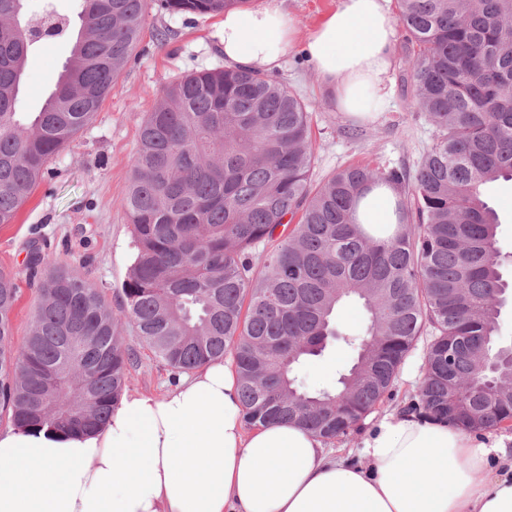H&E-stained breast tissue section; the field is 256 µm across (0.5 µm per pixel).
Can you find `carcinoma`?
Returning <instances> with one entry per match:
<instances>
[{
  "instance_id": "obj_1",
  "label": "carcinoma",
  "mask_w": 512,
  "mask_h": 512,
  "mask_svg": "<svg viewBox=\"0 0 512 512\" xmlns=\"http://www.w3.org/2000/svg\"><path fill=\"white\" fill-rule=\"evenodd\" d=\"M169 13L220 14L248 0H157ZM407 36L409 106L435 137L414 176L344 168L312 185L304 102L243 68L168 85L140 128L125 199L136 254L120 312L172 371L232 358L250 428L293 421L327 443L383 401L424 328L420 404L466 430L512 419V345L494 325L512 299L498 215L483 187L512 180V0H397ZM149 0H82L63 71L39 112L15 111L28 58L24 0H0V224L14 221L50 160L98 111L122 72ZM396 189L398 223H356L362 192ZM261 253V265L253 261ZM23 346L18 300L0 269V420L90 431L120 403L135 351L101 294L65 267L37 285ZM346 299L363 336L336 321ZM342 339L356 358L336 390L292 376ZM494 366L475 375L481 364Z\"/></svg>"
}]
</instances>
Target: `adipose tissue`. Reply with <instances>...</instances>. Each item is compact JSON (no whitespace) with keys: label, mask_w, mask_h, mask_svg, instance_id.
I'll return each mask as SVG.
<instances>
[{"label":"adipose tissue","mask_w":512,"mask_h":512,"mask_svg":"<svg viewBox=\"0 0 512 512\" xmlns=\"http://www.w3.org/2000/svg\"><path fill=\"white\" fill-rule=\"evenodd\" d=\"M297 28L282 0L225 11L229 67L279 69ZM398 37L393 0H340L310 33L308 63L338 111L378 112ZM395 195L357 221L381 234ZM0 512H512V435L469 432L400 407L355 457L288 422L247 429L233 367L210 362L164 396L124 395L101 429L0 430Z\"/></svg>","instance_id":"ef3b65f1"}]
</instances>
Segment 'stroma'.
Masks as SVG:
<instances>
[{"mask_svg": "<svg viewBox=\"0 0 512 512\" xmlns=\"http://www.w3.org/2000/svg\"><path fill=\"white\" fill-rule=\"evenodd\" d=\"M339 0H285L297 24L296 40L288 50L277 80L299 95L311 114L314 144L313 183H321L351 165L375 169L416 170L433 142V128L422 113L409 107L407 44L398 38L389 75L388 95L381 112L370 121V135L346 136L353 121L332 104L322 80L308 64V35ZM221 15L169 14L151 9L142 37L124 70L90 122L49 162L29 199L10 224H0V268L13 272L20 289L12 314L14 346H22L37 304V293L26 266L29 245H38L44 267L67 265L76 270L118 308L119 294L135 254L124 201L132 174L140 126L156 105L162 89L194 71L220 68L224 57L215 47ZM168 31L159 41V31ZM65 39H47L32 50L16 109L40 111L52 86L49 76L60 71L70 55ZM484 196L500 219L499 245L512 255V181L488 185ZM126 345L137 352L126 390L159 396L174 388L180 376L144 347L130 323H122ZM431 339L423 331L402 364L389 395L346 436L332 441L340 452L357 448L366 427L417 395L423 356ZM352 357L344 344L329 347L325 356L302 365L298 380L310 390L331 389L338 369Z\"/></svg>", "mask_w": 512, "mask_h": 512, "instance_id": "obj_1", "label": "stroma"}]
</instances>
